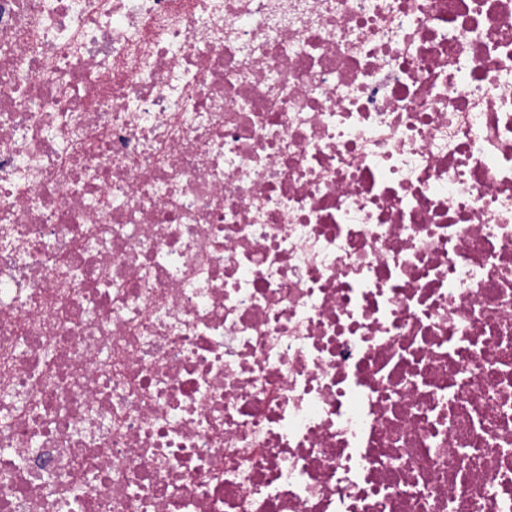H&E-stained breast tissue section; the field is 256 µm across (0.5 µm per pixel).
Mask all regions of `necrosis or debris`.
<instances>
[{"instance_id":"obj_1","label":"necrosis or debris","mask_w":512,"mask_h":512,"mask_svg":"<svg viewBox=\"0 0 512 512\" xmlns=\"http://www.w3.org/2000/svg\"><path fill=\"white\" fill-rule=\"evenodd\" d=\"M0 512H512V0H0Z\"/></svg>"}]
</instances>
